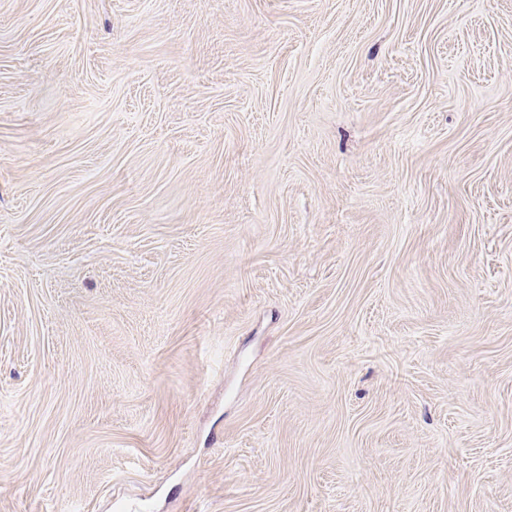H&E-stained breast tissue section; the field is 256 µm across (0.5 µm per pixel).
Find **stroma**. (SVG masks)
<instances>
[{
  "label": "stroma",
  "instance_id": "obj_1",
  "mask_svg": "<svg viewBox=\"0 0 512 512\" xmlns=\"http://www.w3.org/2000/svg\"><path fill=\"white\" fill-rule=\"evenodd\" d=\"M0 512H512V0H0Z\"/></svg>",
  "mask_w": 512,
  "mask_h": 512
}]
</instances>
